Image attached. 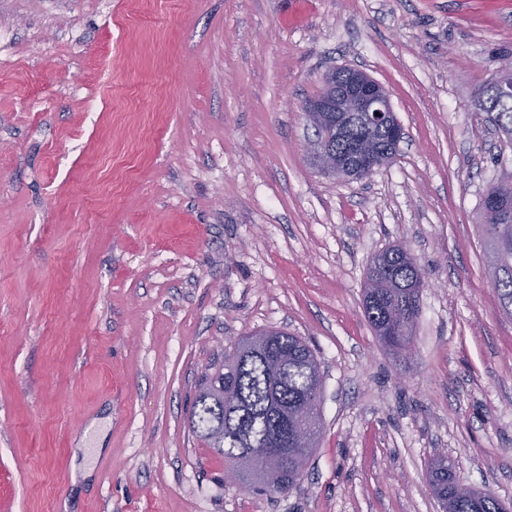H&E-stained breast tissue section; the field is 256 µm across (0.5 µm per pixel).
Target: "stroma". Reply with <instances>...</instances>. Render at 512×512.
Masks as SVG:
<instances>
[{"mask_svg":"<svg viewBox=\"0 0 512 512\" xmlns=\"http://www.w3.org/2000/svg\"><path fill=\"white\" fill-rule=\"evenodd\" d=\"M509 56L512 0H0V512H442L440 456L512 504V316L477 226L512 179L478 103ZM343 67L404 128L362 180L305 151L299 106ZM397 244L427 273L409 356L362 308ZM265 328L323 374L319 446L271 496L188 425Z\"/></svg>","mask_w":512,"mask_h":512,"instance_id":"obj_1","label":"stroma"}]
</instances>
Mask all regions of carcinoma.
<instances>
[{
  "mask_svg": "<svg viewBox=\"0 0 512 512\" xmlns=\"http://www.w3.org/2000/svg\"><path fill=\"white\" fill-rule=\"evenodd\" d=\"M493 121L512 141V101L500 106ZM316 133L328 140L336 154V166L348 175L353 145L369 138L380 151L389 148L384 133L352 117L346 119L339 138L334 127H320ZM482 234L497 254L501 272L492 286L500 300L512 301V223L497 224L489 219ZM370 264L377 270L364 284L365 319L375 333L391 328L399 335H412L420 296L414 268L393 246L377 253ZM256 335L265 341L262 349H244L237 342L224 354L222 363L204 374L189 418L193 435L224 459V473L233 470L242 478L250 471L238 461L239 454L247 448H275L279 441L292 440L288 414L304 403L320 400L321 392L319 362L302 338L276 329ZM313 452L311 448L301 459L288 460L277 473L276 485L264 493H284L296 486ZM432 483L445 512H505L504 504L493 496L456 483L444 460L435 463Z\"/></svg>",
  "mask_w": 512,
  "mask_h": 512,
  "instance_id": "obj_1",
  "label": "carcinoma"
}]
</instances>
